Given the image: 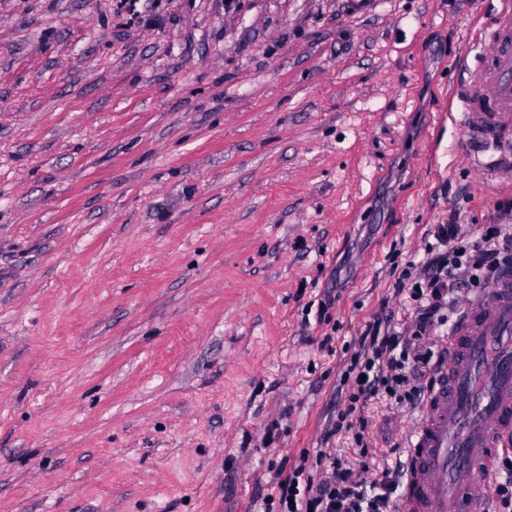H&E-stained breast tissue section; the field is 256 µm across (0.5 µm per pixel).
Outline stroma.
<instances>
[{"mask_svg":"<svg viewBox=\"0 0 512 512\" xmlns=\"http://www.w3.org/2000/svg\"><path fill=\"white\" fill-rule=\"evenodd\" d=\"M0 0V512H265L422 405L344 372L436 225H512L448 90L495 0ZM338 298L317 313L327 289Z\"/></svg>","mask_w":512,"mask_h":512,"instance_id":"1","label":"stroma"}]
</instances>
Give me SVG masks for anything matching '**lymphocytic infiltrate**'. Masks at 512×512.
<instances>
[{"mask_svg": "<svg viewBox=\"0 0 512 512\" xmlns=\"http://www.w3.org/2000/svg\"><path fill=\"white\" fill-rule=\"evenodd\" d=\"M433 238L422 273L402 274L416 304L411 334L376 323L362 336L361 351L348 368L354 377L349 404L380 391L401 402H418L431 358L424 339L432 326L444 322L443 311L460 289L492 283L501 269L512 265L511 225H484L467 241L451 222L437 225ZM401 474L400 467H386L368 482L334 458L305 454L297 464L274 473L277 512H394Z\"/></svg>", "mask_w": 512, "mask_h": 512, "instance_id": "1", "label": "lymphocytic infiltrate"}]
</instances>
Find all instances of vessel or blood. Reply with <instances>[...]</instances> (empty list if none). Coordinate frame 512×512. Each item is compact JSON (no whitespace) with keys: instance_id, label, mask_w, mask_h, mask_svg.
<instances>
[{"instance_id":"1","label":"vessel or blood","mask_w":512,"mask_h":512,"mask_svg":"<svg viewBox=\"0 0 512 512\" xmlns=\"http://www.w3.org/2000/svg\"><path fill=\"white\" fill-rule=\"evenodd\" d=\"M485 68L457 91L460 151L512 176V0L480 35ZM420 422L399 512H488L487 479L512 445V273L462 300Z\"/></svg>"}]
</instances>
